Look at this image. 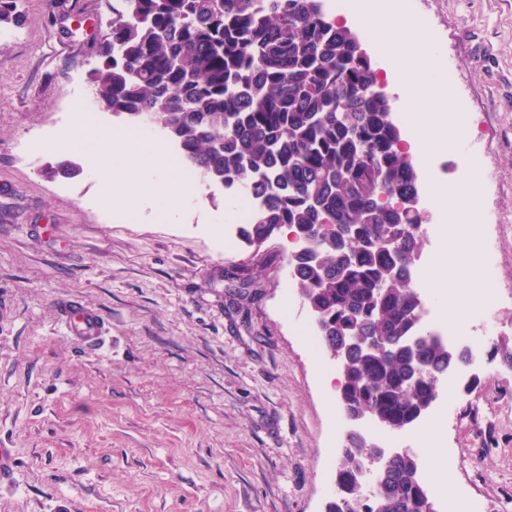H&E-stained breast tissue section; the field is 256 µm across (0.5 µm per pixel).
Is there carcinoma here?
Here are the masks:
<instances>
[{"label": "carcinoma", "instance_id": "cac0c4a2", "mask_svg": "<svg viewBox=\"0 0 512 512\" xmlns=\"http://www.w3.org/2000/svg\"><path fill=\"white\" fill-rule=\"evenodd\" d=\"M19 0H0V27ZM111 14L90 74L95 102L126 123L160 131L209 184L242 183L261 199L240 235L260 247L282 229L301 298L325 349L353 336L340 366L342 412L398 431L424 417L456 346L423 323L412 287L423 217L401 211L418 175L393 105L355 34L324 0H104ZM72 177L70 161L46 166ZM364 494L344 462L326 512H356ZM364 512H436L411 460L393 458Z\"/></svg>", "mask_w": 512, "mask_h": 512}]
</instances>
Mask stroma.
I'll list each match as a JSON object with an SVG mask.
<instances>
[{"instance_id": "1", "label": "stroma", "mask_w": 512, "mask_h": 512, "mask_svg": "<svg viewBox=\"0 0 512 512\" xmlns=\"http://www.w3.org/2000/svg\"><path fill=\"white\" fill-rule=\"evenodd\" d=\"M431 30L469 139L455 155L422 156L423 241L413 286L441 251L428 183L479 186V264L494 266L496 320L459 330L446 307L428 324L473 362L451 383L453 411L434 405L453 491L480 512H512V0H408ZM15 38L0 40V512H326L335 497L339 369L312 345L310 314L287 274L288 240L224 248L223 189L159 221L150 199L134 219L102 211V183L48 177L52 139L76 122L94 49L108 19L101 0H21ZM98 311L86 346L64 333L59 305ZM477 376L472 393L460 380ZM420 427V428H423ZM420 428L383 432L421 457Z\"/></svg>"}]
</instances>
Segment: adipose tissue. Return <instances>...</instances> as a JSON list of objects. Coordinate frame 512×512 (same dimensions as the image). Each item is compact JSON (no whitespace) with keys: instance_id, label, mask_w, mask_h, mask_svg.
<instances>
[{"instance_id":"adipose-tissue-1","label":"adipose tissue","mask_w":512,"mask_h":512,"mask_svg":"<svg viewBox=\"0 0 512 512\" xmlns=\"http://www.w3.org/2000/svg\"><path fill=\"white\" fill-rule=\"evenodd\" d=\"M343 13L388 59L405 102L406 121L424 155L455 152L468 139L470 129L461 112L447 110L446 78L438 69L431 32L409 11L405 0H391L385 8L373 7L369 0H343ZM76 112L77 126L70 138L52 144L51 149L65 160L72 145L80 144L84 174L109 183L99 200L103 210L129 219L140 200L150 196L158 205L159 218L165 220L196 195V187L180 176L178 161L159 144L129 129L100 128L85 106H77ZM481 178L474 169L465 181L435 191L440 209L448 213L453 243L443 247L425 278L435 288L444 287L446 280L456 281L447 312L452 323L467 320L483 303L482 295L474 291L481 271L471 258L477 237L474 188Z\"/></svg>"}]
</instances>
